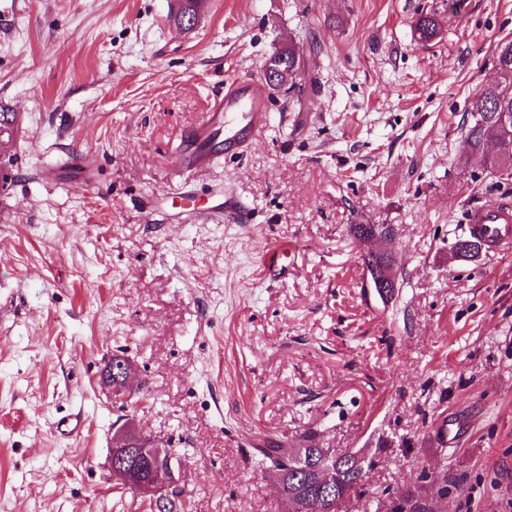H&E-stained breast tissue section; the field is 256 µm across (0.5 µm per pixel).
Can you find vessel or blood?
<instances>
[{"mask_svg": "<svg viewBox=\"0 0 512 512\" xmlns=\"http://www.w3.org/2000/svg\"><path fill=\"white\" fill-rule=\"evenodd\" d=\"M267 109L268 99L260 84L229 85L177 146L174 152L177 171L184 174L209 168L215 159L213 149L217 146L228 154L242 153L266 126ZM466 231L489 251H511L512 207L471 209Z\"/></svg>", "mask_w": 512, "mask_h": 512, "instance_id": "vessel-or-blood-1", "label": "vessel or blood"}]
</instances>
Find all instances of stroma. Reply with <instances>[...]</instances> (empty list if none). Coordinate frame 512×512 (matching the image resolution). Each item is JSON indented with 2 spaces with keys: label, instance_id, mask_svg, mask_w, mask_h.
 Here are the masks:
<instances>
[{
  "label": "stroma",
  "instance_id": "obj_1",
  "mask_svg": "<svg viewBox=\"0 0 512 512\" xmlns=\"http://www.w3.org/2000/svg\"><path fill=\"white\" fill-rule=\"evenodd\" d=\"M0 0V512H148L109 468L129 418L180 456L189 512H285L258 449L313 435L364 457L341 512L427 486L430 512H512V252L456 256L512 168L467 154L512 0ZM434 14L436 39L419 42ZM300 75L240 156L191 175L242 221H173L171 149L231 80ZM87 155L94 181L63 170ZM379 224L365 243L351 228ZM297 250L287 278L264 256ZM398 288L365 285L368 249ZM121 355L130 393L102 371ZM266 61L267 68L271 71H282L276 83H270L265 80L267 84L276 88H281L289 82L293 84V80L296 79L298 72V61L291 49L288 48V50L280 51L272 55ZM371 252L380 258H384L378 266L374 267V274L371 275V281L373 288H375L377 293L387 298L395 292L396 288H398V278L395 272V267L391 260L388 259L387 254L385 255L378 251Z\"/></svg>",
  "mask_w": 512,
  "mask_h": 512
}]
</instances>
